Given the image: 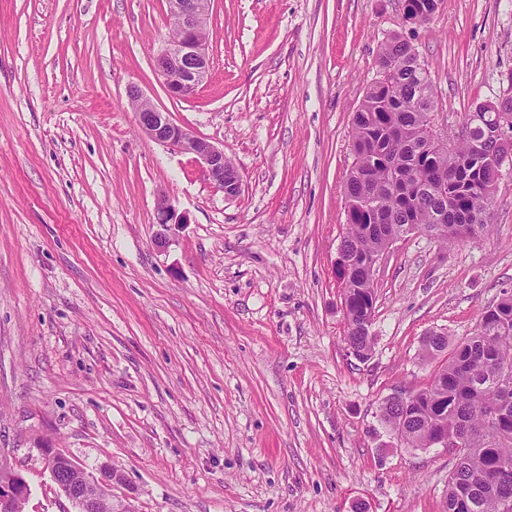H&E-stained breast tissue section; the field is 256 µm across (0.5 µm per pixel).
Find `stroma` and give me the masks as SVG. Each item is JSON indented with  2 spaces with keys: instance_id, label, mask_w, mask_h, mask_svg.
Instances as JSON below:
<instances>
[{
  "instance_id": "35a3bbf8",
  "label": "stroma",
  "mask_w": 512,
  "mask_h": 512,
  "mask_svg": "<svg viewBox=\"0 0 512 512\" xmlns=\"http://www.w3.org/2000/svg\"><path fill=\"white\" fill-rule=\"evenodd\" d=\"M210 75L170 97L166 0H0V451L25 512H74L39 441L121 473L135 512H443L455 459L378 417L512 289V174L488 236L408 234L375 275L371 356L350 354L335 260L352 117L393 33L457 134L512 96V0H211ZM137 86L223 147L228 198L146 136ZM167 195L185 224L157 241ZM406 1V2H405ZM404 7L407 11L419 14L425 22L431 20L437 11L439 0H404ZM403 11V20L407 24L421 25L423 20L419 15H410Z\"/></svg>"
}]
</instances>
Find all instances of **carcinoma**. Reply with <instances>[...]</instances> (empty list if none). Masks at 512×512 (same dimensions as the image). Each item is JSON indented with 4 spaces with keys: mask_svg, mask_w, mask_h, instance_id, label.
I'll return each instance as SVG.
<instances>
[{
    "mask_svg": "<svg viewBox=\"0 0 512 512\" xmlns=\"http://www.w3.org/2000/svg\"><path fill=\"white\" fill-rule=\"evenodd\" d=\"M439 0H406V10L430 21ZM379 70L367 89L352 125L355 161L345 184L351 210L340 251L348 260L345 286L346 340L364 360L373 349L366 313L376 299L366 276L370 258L414 231L455 245L457 227L472 218L478 235L490 231L501 163L512 152V136L499 133L496 112L484 105L468 113L471 138L456 139L446 153L432 143L430 113L436 100L429 73L416 49L398 36L379 51ZM448 339L431 332L423 347L439 355ZM512 356V291L482 313L476 332L457 343L453 353L406 405L385 400L380 420L400 436L405 448H430L439 432H468L480 447L462 452L448 480L445 512H500L512 499V408L500 413V361Z\"/></svg>",
    "mask_w": 512,
    "mask_h": 512,
    "instance_id": "carcinoma-1",
    "label": "carcinoma"
}]
</instances>
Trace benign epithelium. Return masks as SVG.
<instances>
[{
    "instance_id": "obj_1",
    "label": "benign epithelium",
    "mask_w": 512,
    "mask_h": 512,
    "mask_svg": "<svg viewBox=\"0 0 512 512\" xmlns=\"http://www.w3.org/2000/svg\"><path fill=\"white\" fill-rule=\"evenodd\" d=\"M170 25L175 36L168 39L166 48L157 57V72L168 94L186 98L194 94L209 76L207 33L210 23V0H167ZM128 97L142 131L151 139L177 151H188L196 156L210 183L227 197L239 193V174L228 185L224 181L227 169L233 164L224 155V149L209 140L194 136L176 124L170 114L150 103L135 86H129ZM157 224L162 227L160 238L177 224L186 223L177 213L171 200L162 196L157 205ZM433 446L456 453L475 446V440L439 433ZM44 467L59 491L75 505L77 512H100L102 504L112 502L109 488L122 481L118 471L105 467L99 475H90L77 469V464L57 448L41 449ZM28 498V484L17 471L0 463V512H15L17 503Z\"/></svg>"
}]
</instances>
